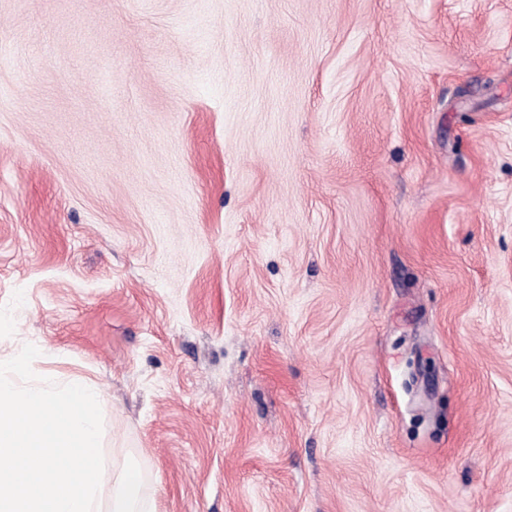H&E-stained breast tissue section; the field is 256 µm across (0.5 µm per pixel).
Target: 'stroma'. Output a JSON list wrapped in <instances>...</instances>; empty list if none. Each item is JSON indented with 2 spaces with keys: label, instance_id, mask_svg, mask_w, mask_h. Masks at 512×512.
<instances>
[{
  "label": "stroma",
  "instance_id": "obj_1",
  "mask_svg": "<svg viewBox=\"0 0 512 512\" xmlns=\"http://www.w3.org/2000/svg\"><path fill=\"white\" fill-rule=\"evenodd\" d=\"M0 357L92 380L106 512H512V0H0ZM151 499L143 492L141 475L134 468L122 472L112 486L109 512H154Z\"/></svg>",
  "mask_w": 512,
  "mask_h": 512
}]
</instances>
